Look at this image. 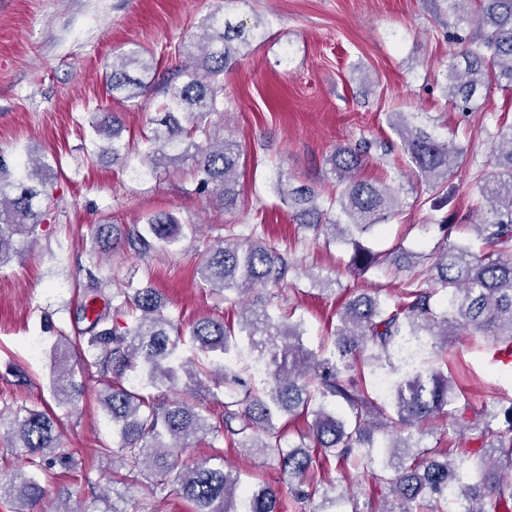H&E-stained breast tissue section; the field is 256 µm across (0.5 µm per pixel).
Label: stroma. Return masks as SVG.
I'll return each mask as SVG.
<instances>
[{
    "instance_id": "35a3bbf8",
    "label": "stroma",
    "mask_w": 512,
    "mask_h": 512,
    "mask_svg": "<svg viewBox=\"0 0 512 512\" xmlns=\"http://www.w3.org/2000/svg\"><path fill=\"white\" fill-rule=\"evenodd\" d=\"M219 4L225 19L243 25L249 37L224 73V112L217 118L246 162L240 203L228 210L194 194L191 162L150 173L139 142L179 83L175 71L189 33ZM470 27L448 0H0V157L14 172L32 157L46 158L51 167L36 243L0 267V400L54 405L51 347L58 332L78 325V283L90 273L157 288L169 318L185 328L206 316L239 321L240 306L203 285L196 268L217 239L254 228L297 262L279 288V303L282 313L303 319L309 349H317L351 293L367 289L393 303L410 270L384 265L361 276L349 272L351 244L313 241L275 185L284 180L334 191L329 158L336 147L371 141L361 175L389 183L400 207L370 248L430 254L442 221L464 223L473 190L489 172L491 134L512 114V94L495 85L480 90L470 112L445 93L448 61ZM132 50L147 51L156 67L147 94L127 101L112 97L104 76L113 58ZM93 112L117 113L122 140L137 142L126 164L105 155L108 139L92 136ZM391 112L412 114L463 149L440 199L402 163L387 123ZM159 212L197 226V236L142 258L124 245L100 251L99 230L130 227ZM311 271L334 278L333 292L313 287ZM448 346L455 354L448 370L475 408L499 409L512 400V372L492 363L481 337L462 334ZM100 391L88 381L65 421L66 447L86 451L111 443ZM106 468L100 461L91 474L77 469L46 484L32 512H55L63 504L89 510L104 499L121 512H148L151 472H143L139 484L123 485L109 482ZM224 468L252 485L279 486L286 512H309L293 500L274 455L228 445Z\"/></svg>"
}]
</instances>
